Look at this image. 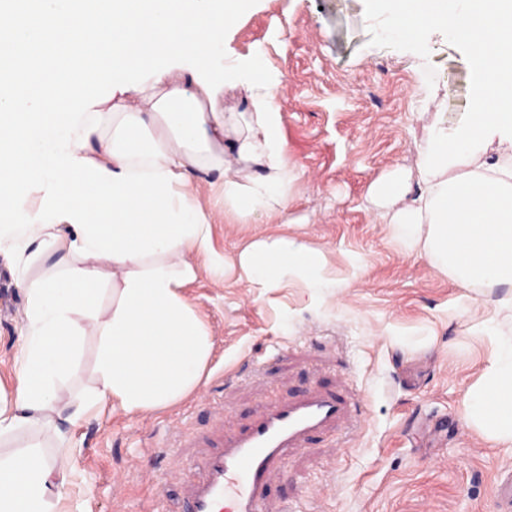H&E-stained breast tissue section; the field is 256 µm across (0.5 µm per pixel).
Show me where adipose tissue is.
<instances>
[{
    "instance_id": "1",
    "label": "adipose tissue",
    "mask_w": 512,
    "mask_h": 512,
    "mask_svg": "<svg viewBox=\"0 0 512 512\" xmlns=\"http://www.w3.org/2000/svg\"><path fill=\"white\" fill-rule=\"evenodd\" d=\"M385 2L387 36L441 31L466 48L476 81L465 123L432 127L420 145L418 192L390 216L392 234L422 244L434 268L463 284L512 286V163L485 154L489 143L512 145V0ZM247 3L0 0V242L20 265L34 247L59 256L55 275L22 283L24 346L14 394L0 395V435L74 425L107 401L137 415L203 383L214 340L181 290L196 259L219 274L225 261L196 175L217 171L225 215L245 221L287 218L300 179L281 130L279 80L258 59H224V31ZM182 56L195 64L187 74L159 64ZM237 86L248 106L224 113L220 95ZM109 120L118 126L110 138ZM238 269L263 296L290 280L316 298L335 285L322 251L285 236L255 234ZM507 320L512 294L481 323L491 351L465 399L467 423L495 448L512 446ZM88 336L100 341L97 385L66 415L59 384ZM53 470L34 444L0 457V512H58Z\"/></svg>"
}]
</instances>
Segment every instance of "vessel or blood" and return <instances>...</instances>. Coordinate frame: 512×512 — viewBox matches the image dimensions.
I'll return each instance as SVG.
<instances>
[{
	"mask_svg": "<svg viewBox=\"0 0 512 512\" xmlns=\"http://www.w3.org/2000/svg\"><path fill=\"white\" fill-rule=\"evenodd\" d=\"M352 411L339 395L318 393L271 410L235 436L217 438L209 451L183 464L182 512H271L270 473L314 433L348 422Z\"/></svg>",
	"mask_w": 512,
	"mask_h": 512,
	"instance_id": "1",
	"label": "vessel or blood"
}]
</instances>
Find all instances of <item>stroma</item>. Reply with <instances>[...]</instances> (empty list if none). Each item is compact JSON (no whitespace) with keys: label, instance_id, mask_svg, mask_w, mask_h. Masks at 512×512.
<instances>
[{"label":"stroma","instance_id":"stroma-1","mask_svg":"<svg viewBox=\"0 0 512 512\" xmlns=\"http://www.w3.org/2000/svg\"><path fill=\"white\" fill-rule=\"evenodd\" d=\"M379 0H251L226 31L227 50L261 52L278 74L288 156L301 173L291 223L243 225L214 204L209 178L198 199L210 211L223 274L198 261L183 295L213 338L208 376L180 403L129 416L98 406L67 436L53 429L0 438V455L29 443L70 476L61 508L87 512H181L179 473L191 448L171 450L174 432L231 433L257 412L307 390H332L356 406L349 428L289 455L269 495L282 512H512V450L490 447L463 421L464 398L490 352L479 311L506 288L462 286L396 241L384 213L405 199L375 197L397 174L416 182L417 149L436 121L463 124L474 73L465 50L429 31L418 42L385 39ZM286 235L322 250L338 287L312 300L293 281L267 298L241 281L239 252L254 234ZM50 252L18 270L0 251V389L12 391L28 297L21 278L48 276ZM98 340L86 337L61 395L96 385Z\"/></svg>","mask_w":512,"mask_h":512}]
</instances>
